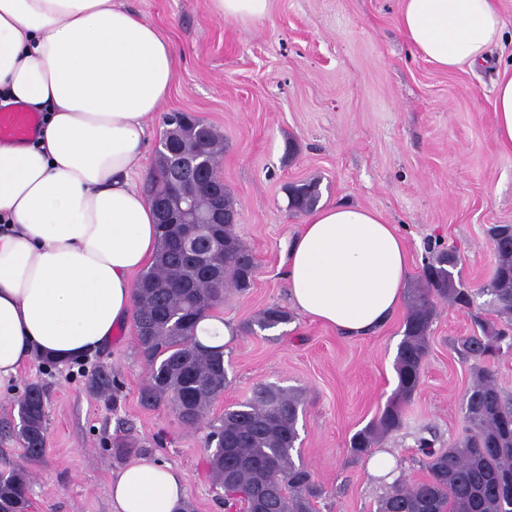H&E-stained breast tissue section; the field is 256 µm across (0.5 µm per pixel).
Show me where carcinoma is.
<instances>
[{
    "mask_svg": "<svg viewBox=\"0 0 512 512\" xmlns=\"http://www.w3.org/2000/svg\"><path fill=\"white\" fill-rule=\"evenodd\" d=\"M182 117V112L163 117L166 129L146 196L150 200L164 196L180 160L202 154L205 168L200 179L222 190L224 209L235 213L216 172L224 137L197 117L189 123L181 122ZM319 198V181L293 184L288 187V211L308 213ZM202 228L200 247L190 253L177 244L173 225H158V250L135 287L137 344L148 372L141 399L148 406L170 405L187 427L206 420L210 404L224 393L227 383L224 346L202 343L198 323L224 303L227 291L244 292L253 282L254 254L235 225L226 224L214 234L209 225ZM488 235L495 270L479 291L467 288L458 255L440 250L429 258L423 276L408 292L395 362L398 387L383 410L352 435L349 447L356 459L371 456L383 438L402 429L405 408L425 371L438 304L469 309L476 295L484 294L490 297L488 306L496 319L474 315L477 332L459 343V354L471 363L473 376L462 400L467 427L446 448L435 449L428 439H420L426 476L413 483L396 479L379 498L376 512H512V488L502 485L512 477V397L498 388L492 368L503 350H512V224H495ZM291 320L288 311L274 305L242 326V332L255 335ZM300 404L292 390L259 383L250 399L208 422V445L213 447L208 464L214 481L224 488L225 507L316 512L325 490L293 458ZM19 418L16 436L23 455L38 460L45 452L46 420V396L40 385L26 387ZM31 507L27 470L12 465L0 471V512H30Z\"/></svg>",
    "mask_w": 512,
    "mask_h": 512,
    "instance_id": "carcinoma-1",
    "label": "carcinoma"
}]
</instances>
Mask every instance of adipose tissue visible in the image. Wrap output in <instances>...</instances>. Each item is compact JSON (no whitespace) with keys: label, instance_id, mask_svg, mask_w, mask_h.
Returning a JSON list of instances; mask_svg holds the SVG:
<instances>
[{"label":"adipose tissue","instance_id":"adipose-tissue-1","mask_svg":"<svg viewBox=\"0 0 512 512\" xmlns=\"http://www.w3.org/2000/svg\"><path fill=\"white\" fill-rule=\"evenodd\" d=\"M399 25L427 62L485 64L504 33L498 0H402ZM175 52L115 0H0V96L42 113L35 140L0 143V387L34 357L103 349L134 316V275L158 246L132 172L166 102ZM495 137L512 150V64L494 87ZM408 250L374 209L307 214L287 251L294 309L366 336L401 306ZM184 473L147 457L113 472V512H177Z\"/></svg>","mask_w":512,"mask_h":512}]
</instances>
